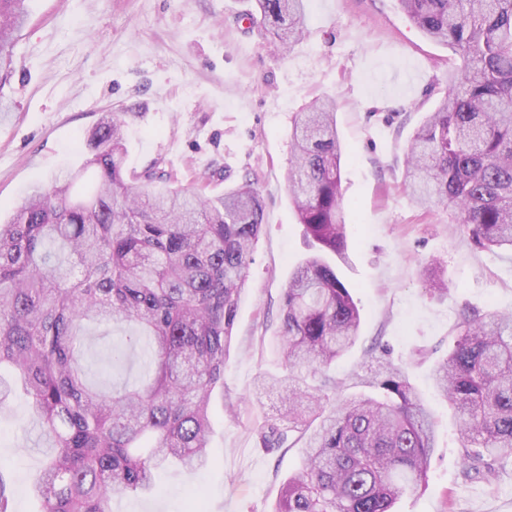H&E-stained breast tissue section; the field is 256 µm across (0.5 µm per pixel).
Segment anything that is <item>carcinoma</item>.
Returning <instances> with one entry per match:
<instances>
[{"mask_svg": "<svg viewBox=\"0 0 512 512\" xmlns=\"http://www.w3.org/2000/svg\"><path fill=\"white\" fill-rule=\"evenodd\" d=\"M26 0H0V90ZM428 38L464 65L412 137L405 183L420 206L448 204L451 223L487 250L512 249V0H399ZM251 23L290 50L306 32L304 0H257ZM121 116L91 130L88 158L64 179L20 199L0 224V408L17 391L28 425L50 441L33 493L39 512H108L114 496L147 493L154 471L211 464V400L224 390L240 292L264 221L249 180L215 197L173 188L161 175L126 174ZM288 189L307 238L346 254L334 99L296 115ZM130 334L112 365L140 351L145 380L107 392L78 361L86 325ZM361 316L320 254L298 265L282 294L274 339L288 374L264 373L279 421L264 448L301 444L302 466L272 512H395L426 484L435 422L404 372L381 361L365 390L332 404L344 382L329 373L356 343ZM436 389L454 409L467 474L488 480L512 453V315L461 313Z\"/></svg>", "mask_w": 512, "mask_h": 512, "instance_id": "cac0c4a2", "label": "carcinoma"}]
</instances>
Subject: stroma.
Returning <instances> with one entry per match:
<instances>
[{
    "instance_id": "stroma-1",
    "label": "stroma",
    "mask_w": 512,
    "mask_h": 512,
    "mask_svg": "<svg viewBox=\"0 0 512 512\" xmlns=\"http://www.w3.org/2000/svg\"><path fill=\"white\" fill-rule=\"evenodd\" d=\"M14 71L0 88V218L34 186L78 166L102 113H121L126 170L156 166L180 186L223 194L250 176L264 224L240 294L224 391L212 412L211 468L160 471L153 495L110 512H270L298 470V447L268 449L259 431L281 399L256 398L260 373L281 372L274 349L282 292L313 250L288 193L292 119L314 97L336 101L344 144L346 257L332 258L362 323L334 369L349 379L376 349L410 377L436 421L425 487L396 512H512V457L492 481L467 479L456 419L432 379L463 309L512 312V253L478 248L446 206H417L403 185L415 130L461 59L428 39L399 0H306L307 32L291 51L245 21L256 0H28ZM448 293L430 294L431 280ZM25 398L0 410V476L12 512H35L29 488L49 453L18 424Z\"/></svg>"
}]
</instances>
